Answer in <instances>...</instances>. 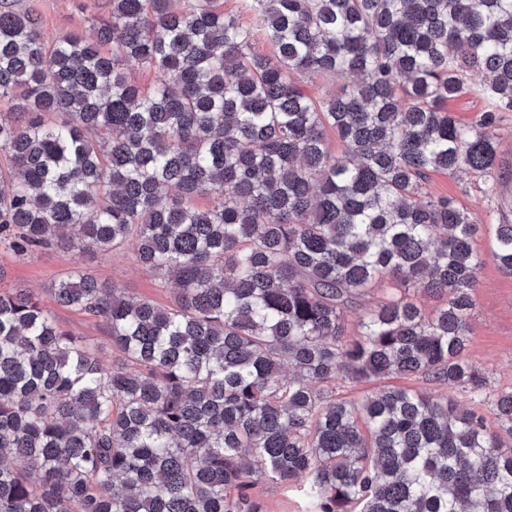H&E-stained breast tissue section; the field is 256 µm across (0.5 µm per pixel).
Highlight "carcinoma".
<instances>
[{
  "instance_id": "cac0c4a2",
  "label": "carcinoma",
  "mask_w": 512,
  "mask_h": 512,
  "mask_svg": "<svg viewBox=\"0 0 512 512\" xmlns=\"http://www.w3.org/2000/svg\"><path fill=\"white\" fill-rule=\"evenodd\" d=\"M186 2L109 0L89 39L0 3V245L131 247L175 287L161 306L80 265L51 284L108 326L109 368L32 291L0 292V512H265L258 484L303 474L313 512H512V390L466 358L474 238L512 275V222L425 192L470 171L497 200L512 0ZM330 74L332 97L302 81ZM467 89L487 107L462 124ZM394 376L471 408L336 393ZM380 296L381 291L376 289L371 294L361 297L356 305L347 310L346 333L349 336L356 335L358 320L376 304ZM389 385V386H397V387H417L426 391L428 393H432L434 395H447L452 396L464 409L470 408L468 401L464 397L463 394L459 392L458 389L448 386V384H440L431 381H423L422 379H408V378H394L389 380H384L382 383L377 384H367L360 385L355 387H342L337 389V393H341L344 397L347 398H357L362 395L363 390L375 391L379 386Z\"/></svg>"
}]
</instances>
